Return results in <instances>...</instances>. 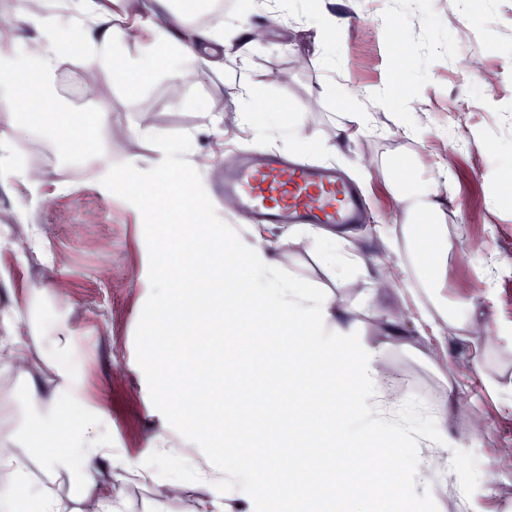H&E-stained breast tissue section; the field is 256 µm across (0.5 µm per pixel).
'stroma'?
Returning <instances> with one entry per match:
<instances>
[{
	"label": "stroma",
	"instance_id": "obj_1",
	"mask_svg": "<svg viewBox=\"0 0 512 512\" xmlns=\"http://www.w3.org/2000/svg\"><path fill=\"white\" fill-rule=\"evenodd\" d=\"M314 15L330 18L340 41L336 62L317 50ZM253 43L245 64L225 62L223 77L196 71L181 85L175 105L168 78L143 83L135 106L128 91L112 89V156L87 177L61 178L56 167L22 188L0 163V236L15 240L0 252V310L25 309L31 296L74 331V354L86 373V393L112 425V445L125 453L144 451L160 426L134 362L142 349L140 324L150 312L145 288L158 262L157 226L162 211L140 203V170L154 166L151 144L133 140L132 125H150L172 140L195 135L196 149L208 153L211 130L221 125L224 150L217 164L255 144L238 126L231 95L239 81L260 97L257 120L300 114L307 132L336 142V127L351 109L340 86L359 92L372 116L371 134L333 153L273 140L269 149L299 158L335 163L360 185L369 203L367 221H400L392 183L402 174L430 184L446 202L442 223L458 227L445 270L449 296L485 292L480 276L494 257L498 276L488 306L492 336L512 321V0H288L281 23L252 13ZM222 102L221 119L201 99ZM410 113L419 136L406 135L397 115ZM139 156V169L127 165ZM41 231L47 257L23 238L22 225ZM286 272L319 287L333 286L337 299H350L372 279L359 276L331 284L311 257L288 255ZM388 362L414 393L434 392L438 380L414 356L392 353ZM462 403L477 400L474 427L489 447L473 469L499 493L486 512H512V461L488 463L492 445L512 448V414L488 397L480 376L456 371ZM48 383L47 372L16 371L0 377V428L19 423L25 390Z\"/></svg>",
	"mask_w": 512,
	"mask_h": 512
}]
</instances>
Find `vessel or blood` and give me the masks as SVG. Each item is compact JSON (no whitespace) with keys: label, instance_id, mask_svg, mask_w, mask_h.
Here are the masks:
<instances>
[{"label":"vessel or blood","instance_id":"b4317fda","mask_svg":"<svg viewBox=\"0 0 512 512\" xmlns=\"http://www.w3.org/2000/svg\"><path fill=\"white\" fill-rule=\"evenodd\" d=\"M218 191L252 224H360L363 201L333 166L255 152L225 168Z\"/></svg>","mask_w":512,"mask_h":512}]
</instances>
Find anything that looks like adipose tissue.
I'll list each match as a JSON object with an SVG mask.
<instances>
[{
  "label": "adipose tissue",
  "mask_w": 512,
  "mask_h": 512,
  "mask_svg": "<svg viewBox=\"0 0 512 512\" xmlns=\"http://www.w3.org/2000/svg\"><path fill=\"white\" fill-rule=\"evenodd\" d=\"M228 30L250 44L243 14L201 25L171 0H25L0 24V161L19 155V143L40 132L83 153L82 122L52 104L64 45L77 47L83 75L100 93L181 77L186 63L223 72ZM128 43L139 52L123 53ZM236 95L253 139H306L301 122H257L250 85L239 83ZM130 134L152 142L160 156L156 172L139 181L143 200L177 209L178 196L161 199L160 187L177 173L210 166V158H197L190 134L173 142L143 125ZM395 196L400 223L374 225L372 235L398 263L382 267L376 286L357 289L347 304L330 289L286 274L280 257L311 253L335 282L367 273L370 258L354 244L355 227L337 232L295 224L287 235L253 241L205 218L191 225L186 251L173 246L179 225L162 228V261L147 291L151 323L169 322L171 332L159 348L140 353L139 370L163 428L139 456L112 450L104 411H83L85 374L72 357L68 324L53 321L42 341L21 335V313L0 314V376L20 360L51 372L49 389L28 391L27 423L0 433V512H23L26 504L35 512H127L132 484L151 493L142 512H174L175 492L190 484L204 493L187 512H259L264 505L274 512H336L340 502L350 503L351 512H375L381 502L401 512L423 473L440 512H483V500L497 490L470 473L484 439L448 379V347H472L470 364L484 373L490 351L512 356V340L490 339L475 300L448 297V227L437 221V192L409 180L396 185ZM270 338L277 343L273 355L249 361L251 382L238 384L245 352ZM394 349L427 361L440 377L428 400L389 385L386 357ZM228 382L235 399L251 406L258 430L234 419L224 402ZM351 425L361 432L353 452L330 450L336 429ZM389 433L420 454L403 459L398 481H367L388 455L376 441ZM288 437L325 453L301 456L287 472L272 451ZM58 474L75 480V494L58 495L41 481Z\"/></svg>",
  "instance_id": "obj_1"
}]
</instances>
